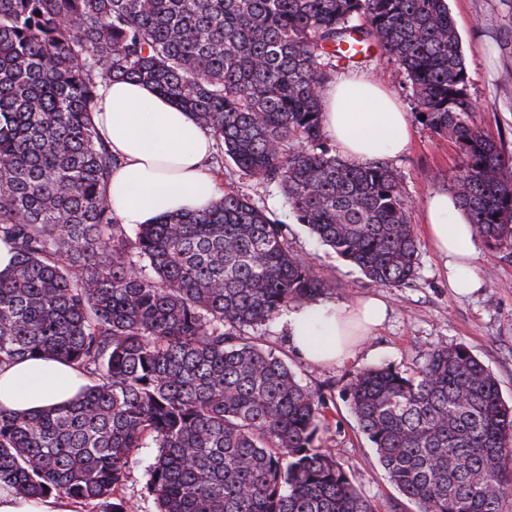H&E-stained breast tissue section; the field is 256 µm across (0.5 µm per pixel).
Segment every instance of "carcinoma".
Returning <instances> with one entry per match:
<instances>
[{
	"instance_id": "cac0c4a2",
	"label": "carcinoma",
	"mask_w": 512,
	"mask_h": 512,
	"mask_svg": "<svg viewBox=\"0 0 512 512\" xmlns=\"http://www.w3.org/2000/svg\"><path fill=\"white\" fill-rule=\"evenodd\" d=\"M347 43L388 56L421 124L460 153L448 185L486 246L512 248V156L472 120L446 0H0V362L53 357L89 381L64 407L0 408V484L132 512L129 462L155 448L157 512H373L322 445L324 396L248 328L334 291L287 225L226 191L130 228L94 120L101 80L189 112L218 156L277 186L288 211L376 286L409 283L418 242L398 173L348 163L321 90ZM417 512H502L512 404L463 344L419 371L366 369L345 393Z\"/></svg>"
}]
</instances>
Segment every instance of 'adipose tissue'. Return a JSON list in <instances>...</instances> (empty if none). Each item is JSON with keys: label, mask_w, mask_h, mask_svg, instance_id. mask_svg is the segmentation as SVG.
<instances>
[{"label": "adipose tissue", "mask_w": 512, "mask_h": 512, "mask_svg": "<svg viewBox=\"0 0 512 512\" xmlns=\"http://www.w3.org/2000/svg\"><path fill=\"white\" fill-rule=\"evenodd\" d=\"M321 99L324 133L348 159L396 155L409 145V117L380 86L353 76L325 86ZM95 121L122 161L107 187L121 223L152 224L163 215L206 209L219 198V184L204 165L213 141L169 98L135 82L108 81ZM425 227L435 250L447 259L449 288L475 287L471 261L477 238L452 196L437 193L428 199ZM387 309L379 296L341 305L316 301L288 313L286 333L306 359L341 362L383 324ZM86 385L74 366L54 359L7 362L0 365V407L22 413L62 406Z\"/></svg>", "instance_id": "ef3b65f1"}]
</instances>
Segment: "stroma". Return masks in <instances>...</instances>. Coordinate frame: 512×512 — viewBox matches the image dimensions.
Masks as SVG:
<instances>
[{
	"mask_svg": "<svg viewBox=\"0 0 512 512\" xmlns=\"http://www.w3.org/2000/svg\"><path fill=\"white\" fill-rule=\"evenodd\" d=\"M448 6L462 42L472 118L512 154V0H448ZM354 72L381 84L405 112H413L411 90L392 60L376 54L355 66L341 61L331 77L337 80ZM385 162L399 175L419 249L415 279L381 291L389 305L383 327L361 343L352 359L338 365L313 364L290 352L281 318L255 327L253 333L275 351L287 352L299 382L328 398V426L322 439L374 512H415V505L389 482L371 443L359 432L343 400L345 389L366 368L390 365L410 374L435 348L463 344L488 365L503 398L512 402V253H494L478 243L474 272L481 286L467 295L454 294L444 261L423 229L427 198L447 190L460 162L454 143L415 121L408 151L386 157ZM223 186L246 195L286 224L289 250L332 282L328 302H350L376 290L357 267L294 222L275 185L249 177L229 163ZM155 454V449L142 448L131 457L124 493L135 512H155L146 489V467Z\"/></svg>",
	"mask_w": 512,
	"mask_h": 512,
	"instance_id": "stroma-1",
	"label": "stroma"
}]
</instances>
